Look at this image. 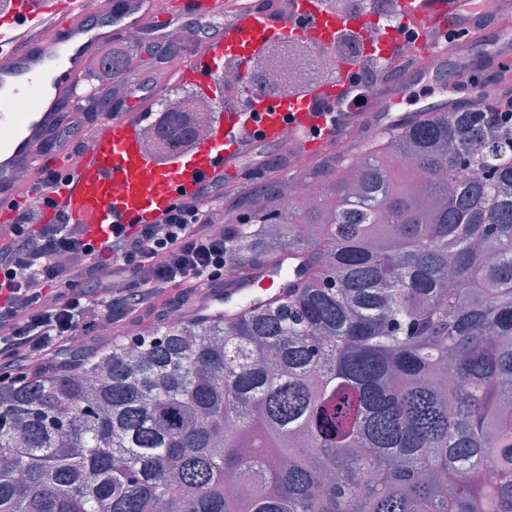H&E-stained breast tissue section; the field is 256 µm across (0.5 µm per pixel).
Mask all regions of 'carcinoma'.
I'll list each match as a JSON object with an SVG mask.
<instances>
[{"mask_svg": "<svg viewBox=\"0 0 512 512\" xmlns=\"http://www.w3.org/2000/svg\"><path fill=\"white\" fill-rule=\"evenodd\" d=\"M139 46L100 67L120 77ZM500 100L492 84L478 110L386 129L288 177L316 206L232 225L233 276L302 255L279 299L115 336L0 387V512H512ZM163 105L169 147L186 118ZM353 157L354 182L336 180Z\"/></svg>", "mask_w": 512, "mask_h": 512, "instance_id": "carcinoma-1", "label": "carcinoma"}]
</instances>
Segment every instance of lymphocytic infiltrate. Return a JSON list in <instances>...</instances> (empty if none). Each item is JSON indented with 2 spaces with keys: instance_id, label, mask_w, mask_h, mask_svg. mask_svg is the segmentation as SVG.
<instances>
[{
  "instance_id": "lymphocytic-infiltrate-1",
  "label": "lymphocytic infiltrate",
  "mask_w": 512,
  "mask_h": 512,
  "mask_svg": "<svg viewBox=\"0 0 512 512\" xmlns=\"http://www.w3.org/2000/svg\"><path fill=\"white\" fill-rule=\"evenodd\" d=\"M414 61L403 50L368 60L363 79L350 81L325 112L327 123L340 126L371 106L396 74L413 70ZM108 103L97 95L58 119L43 150L63 147L74 134L89 135ZM230 192L223 177H216L170 207L163 220L113 225L97 245L66 214L36 224L31 210L19 208L0 231V366L45 369L75 341L144 312L167 319L185 300L223 284L232 233L223 215L204 210L202 203Z\"/></svg>"
}]
</instances>
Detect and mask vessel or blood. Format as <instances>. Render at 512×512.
<instances>
[{
  "label": "vessel or blood",
  "instance_id": "1",
  "mask_svg": "<svg viewBox=\"0 0 512 512\" xmlns=\"http://www.w3.org/2000/svg\"><path fill=\"white\" fill-rule=\"evenodd\" d=\"M502 14L499 61L512 62V0H497ZM403 22L419 29L445 25L471 10L470 0H398ZM225 0H182L181 14L198 19L223 16ZM236 23L221 38L209 42L182 69L197 92L219 95L216 76L224 63H243L260 50L296 39L317 42L332 50L340 37L360 39L364 22L341 16L325 0H293L288 13L254 9L246 0ZM104 28L85 19L84 0H0V216L13 219L18 191L13 171L31 167L38 171L41 186L31 193L42 204L46 219L65 212L71 223L82 225L88 240H105L115 224H145L162 219L182 196L192 193L198 181L224 171L247 132L263 140L278 141L284 127H291L296 142L309 149L323 147L332 139L330 129L316 113L319 103L336 96L354 69L347 61L337 71L335 83L280 98L256 95L250 111L230 108L219 115L207 140L192 148H169L149 155L139 133L143 107L120 118L104 114L93 138L74 167L43 158L39 145L47 130L85 94L82 70L90 52L112 40L123 27L143 22L107 0ZM321 135H313V127ZM60 173L50 184L52 173ZM272 278L256 270L214 297L225 313H240L277 298Z\"/></svg>",
  "mask_w": 512,
  "mask_h": 512
}]
</instances>
